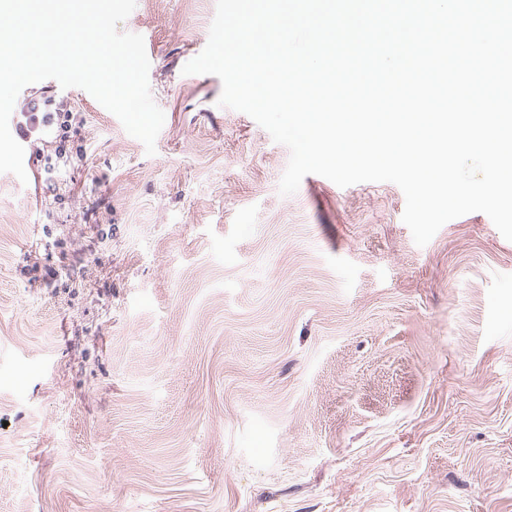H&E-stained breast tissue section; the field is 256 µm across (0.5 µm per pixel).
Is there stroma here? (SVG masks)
Listing matches in <instances>:
<instances>
[{
  "label": "stroma",
  "mask_w": 512,
  "mask_h": 512,
  "mask_svg": "<svg viewBox=\"0 0 512 512\" xmlns=\"http://www.w3.org/2000/svg\"><path fill=\"white\" fill-rule=\"evenodd\" d=\"M216 0H137L155 155L53 79L55 191L0 173V512H512V241L417 246L183 74ZM59 269L45 281L47 269Z\"/></svg>",
  "instance_id": "35a3bbf8"
}]
</instances>
